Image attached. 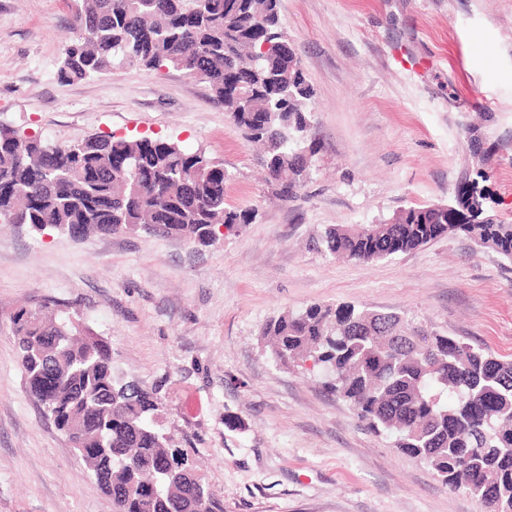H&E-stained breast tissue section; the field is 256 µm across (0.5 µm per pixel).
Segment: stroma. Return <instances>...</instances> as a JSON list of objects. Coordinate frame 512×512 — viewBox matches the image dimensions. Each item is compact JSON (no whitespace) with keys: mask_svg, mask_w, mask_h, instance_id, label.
<instances>
[{"mask_svg":"<svg viewBox=\"0 0 512 512\" xmlns=\"http://www.w3.org/2000/svg\"><path fill=\"white\" fill-rule=\"evenodd\" d=\"M280 15L313 91L316 149L286 198L205 83L135 67L58 82L68 0H0V125L61 145L178 142L222 163L226 207L253 214L208 248L0 224V512H113L27 391L10 321L21 305L78 313L117 375L157 390L224 512H483L367 430L310 362L277 363L261 331L351 304L512 359V261L495 250L457 233L358 262L320 244L330 225L454 204L480 170L486 214L512 224V0H280Z\"/></svg>","mask_w":512,"mask_h":512,"instance_id":"obj_1","label":"stroma"}]
</instances>
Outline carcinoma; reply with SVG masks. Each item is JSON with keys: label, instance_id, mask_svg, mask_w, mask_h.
<instances>
[{"label": "carcinoma", "instance_id": "carcinoma-1", "mask_svg": "<svg viewBox=\"0 0 512 512\" xmlns=\"http://www.w3.org/2000/svg\"><path fill=\"white\" fill-rule=\"evenodd\" d=\"M73 38L56 70L72 82L116 68L174 69L207 84L233 124L266 147L269 182L293 194L312 159L301 144L312 92L285 47L279 0H72ZM224 166L161 139L90 135L66 145L0 127V223L37 233L138 229L208 247L251 220L224 207ZM462 232L512 261V224L455 204L418 205L382 224L332 226L333 256L373 261ZM29 394L66 433L113 512H202L200 479L159 423L156 392L115 373L110 344L78 314L12 316ZM274 358H310L324 385L394 447L512 512V360L398 313L312 304L268 321Z\"/></svg>", "mask_w": 512, "mask_h": 512}]
</instances>
